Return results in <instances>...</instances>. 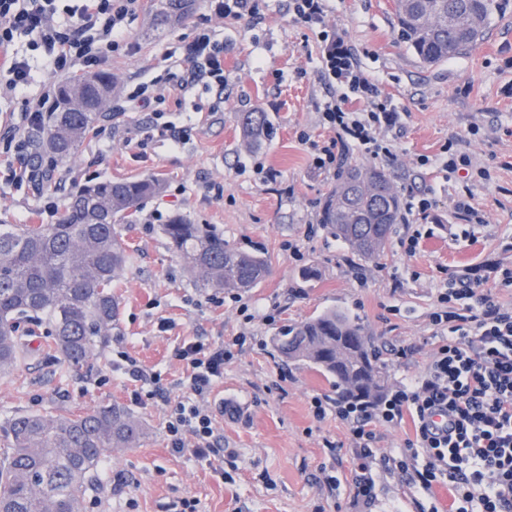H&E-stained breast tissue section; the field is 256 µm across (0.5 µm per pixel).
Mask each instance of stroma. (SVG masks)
Returning a JSON list of instances; mask_svg holds the SVG:
<instances>
[{
  "label": "stroma",
  "mask_w": 512,
  "mask_h": 512,
  "mask_svg": "<svg viewBox=\"0 0 512 512\" xmlns=\"http://www.w3.org/2000/svg\"><path fill=\"white\" fill-rule=\"evenodd\" d=\"M483 41L466 57L432 66L420 62L399 36L393 0H332L331 22L364 51L366 69L404 115L401 134L391 135L395 161L386 164L404 203L431 196L435 205L428 237L415 255L400 241L415 213L396 225L390 245L374 261L363 260L319 222L324 199L336 176L314 171L309 141H325L320 108L331 89L319 67L317 34L295 20L288 0H267L261 22L210 19L206 0H197L185 21L160 35L147 32L159 0H142L129 16L126 32L135 45L103 64L123 90L143 82L167 87L170 61L199 28L224 42L228 84L223 95L197 88L166 118L188 127L177 147L143 138L153 112L130 106L115 119L101 118L104 140L87 138L67 161L69 177L57 189L0 185V222L55 223L70 191L89 181L154 176L163 191L144 201L124 231L132 260L117 290L119 314L109 336L78 367L65 364L46 342L29 347L16 369L0 373V449L5 425L17 413L88 411L112 403L138 416L147 428L137 446L113 452L102 484L89 492L84 512H177L181 499L196 500L197 512H421V495L398 472L373 467L376 498L366 505L354 497L358 461L347 424L334 410L313 415V397L336 400L333 382L316 370L282 364L272 339L287 326L324 311L347 313L371 336L391 384L417 376L440 339L430 315L449 273L470 270L483 292L512 305V290L495 287L491 269L512 263V0H495ZM265 112L271 133L254 150L241 144L238 116ZM468 138L475 165L491 169L490 181H474L460 171L442 179L435 157L452 136ZM280 171L276 183L260 171ZM470 194L484 214L483 224L455 218L453 200ZM205 224L230 245L265 258L269 273L253 289L237 294L199 287L170 248L153 212ZM319 276L306 280L305 268ZM246 304L258 314L279 310L275 322H244ZM247 341L224 365L211 395L223 401L218 416L224 436V469L232 481L191 457L171 452L165 432L166 404L182 398L185 367L174 356L184 338ZM402 345L398 358L389 348ZM125 347L143 364L162 373L163 397L134 401L131 385L112 370V355ZM335 476L329 486L326 476Z\"/></svg>",
  "instance_id": "1"
}]
</instances>
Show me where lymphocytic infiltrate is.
I'll list each match as a JSON object with an SVG mask.
<instances>
[{"label":"lymphocytic infiltrate","mask_w":512,"mask_h":512,"mask_svg":"<svg viewBox=\"0 0 512 512\" xmlns=\"http://www.w3.org/2000/svg\"><path fill=\"white\" fill-rule=\"evenodd\" d=\"M57 0H0V50L9 58L0 67V89L26 93L32 82L27 56L12 52L15 38L28 37L32 50L43 53L50 72L73 68L92 70L112 54L128 50L125 20L139 0H81L58 21ZM295 18L319 30L321 68L333 95L322 108L324 127L331 133L315 146L314 169L339 168L349 152L385 161L395 154L386 131L399 127L402 116L383 97L343 32L328 19V0H290ZM189 67L177 80L181 94L196 87L223 90L224 44L211 30H203L184 48ZM130 103L155 105L148 137L179 144L184 128L166 121L160 105L161 89L139 84L129 93ZM478 279L469 273L451 275L440 292L439 310L431 322L442 338L422 374L391 389L378 405L336 403V417L348 424L351 444L360 460L354 494L363 503L376 497L370 476L373 465L409 474L416 491L433 496L436 486H447L449 512H512V307L481 293ZM245 337L211 342L196 337L181 342L176 358L186 367L185 395L169 404L165 431L173 453L187 455L216 474L224 472V441L216 430L210 397L224 376V365L243 347ZM448 418L435 424V415ZM411 417L414 437L396 456H376L377 429Z\"/></svg>","instance_id":"obj_1"}]
</instances>
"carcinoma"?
Returning <instances> with one entry per match:
<instances>
[{
    "label": "carcinoma",
    "mask_w": 512,
    "mask_h": 512,
    "mask_svg": "<svg viewBox=\"0 0 512 512\" xmlns=\"http://www.w3.org/2000/svg\"><path fill=\"white\" fill-rule=\"evenodd\" d=\"M195 0H163L152 28L184 20ZM400 36L427 64L461 58L480 43L494 0H394ZM117 77L97 74L59 85L43 132L57 160L75 157L97 128ZM242 141L257 148L268 135L266 113L241 115ZM162 190L157 178L105 180L76 187L54 224H0V372L25 360L19 323L45 327L50 345L69 365L92 354L96 339L112 331L118 287L130 262L121 224L143 200ZM398 190L373 166L347 167L326 199L320 223L366 260L386 250L401 216ZM170 247L203 288L246 291L268 274L265 260L231 246L207 226L174 216L162 225ZM282 360L316 367L341 396L366 402L384 398L389 381L370 337L334 310L286 329L274 339ZM144 435L141 421L116 404L80 415L23 413L10 419L9 448L0 457V512H83L87 492L101 486L100 467L115 448H131Z\"/></svg>",
    "instance_id": "cac0c4a2"
}]
</instances>
